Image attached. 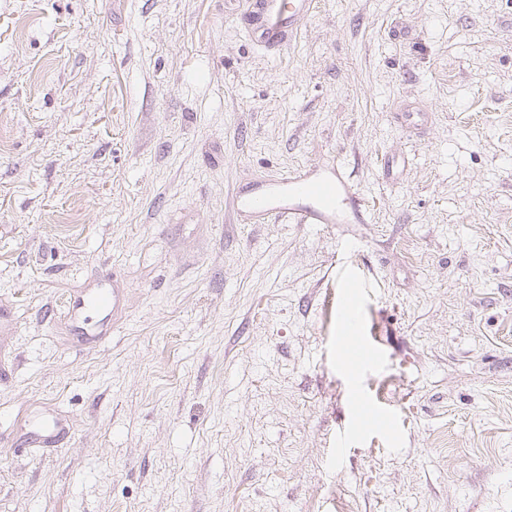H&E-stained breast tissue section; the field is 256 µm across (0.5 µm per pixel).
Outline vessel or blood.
<instances>
[{
  "label": "vessel or blood",
  "instance_id": "obj_1",
  "mask_svg": "<svg viewBox=\"0 0 512 512\" xmlns=\"http://www.w3.org/2000/svg\"><path fill=\"white\" fill-rule=\"evenodd\" d=\"M314 0H255L250 20L251 33L261 44L274 45L283 34L296 28L312 10ZM247 217L258 222L289 219L297 224H367L368 206L354 188L343 166L331 164L320 172L304 168L294 172L278 187L253 192L242 203ZM369 284L354 270H347L332 295L336 307V343L345 363L366 371L378 360L382 349L376 328L370 327L365 310ZM75 316V334L95 343L102 333L92 322L93 315L118 317L122 312L116 289L106 284L76 292L69 299ZM356 417H381L383 429L395 435L398 424L393 414L384 412L372 399L356 394Z\"/></svg>",
  "mask_w": 512,
  "mask_h": 512
}]
</instances>
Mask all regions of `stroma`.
Instances as JSON below:
<instances>
[{"instance_id": "obj_1", "label": "stroma", "mask_w": 512, "mask_h": 512, "mask_svg": "<svg viewBox=\"0 0 512 512\" xmlns=\"http://www.w3.org/2000/svg\"><path fill=\"white\" fill-rule=\"evenodd\" d=\"M251 3L0 0V512H512V0H316L275 53ZM335 161L370 223L239 215ZM351 267L359 376L326 329ZM103 274L125 312L85 344ZM359 384L399 431L339 459ZM369 284L356 271L347 270L338 281L331 297L336 307V344L345 363L365 372L379 359L382 352L377 334L381 336L380 322L369 328L365 300ZM378 329V331H377ZM106 276L100 278L97 288L84 289L71 295L69 307L75 316V327L73 332L82 336L87 343H96L103 336L101 331L92 324L89 313L97 316L105 314L112 317V323L122 312L121 299L115 288H108L105 281Z\"/></svg>"}]
</instances>
